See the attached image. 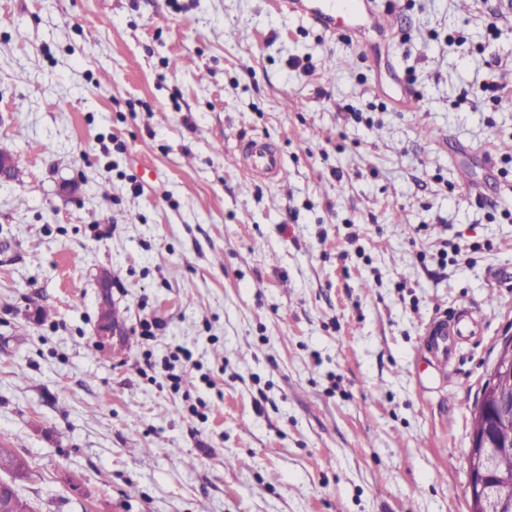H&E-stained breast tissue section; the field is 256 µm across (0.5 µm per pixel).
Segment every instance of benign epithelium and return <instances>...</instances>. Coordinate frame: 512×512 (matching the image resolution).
<instances>
[{
    "label": "benign epithelium",
    "mask_w": 512,
    "mask_h": 512,
    "mask_svg": "<svg viewBox=\"0 0 512 512\" xmlns=\"http://www.w3.org/2000/svg\"><path fill=\"white\" fill-rule=\"evenodd\" d=\"M116 328L110 317V304L101 303L96 335L110 336ZM475 413L479 423L472 431L468 457L470 512H500L493 489V466L498 456L512 451V440H506L507 434L512 432V394L489 385ZM0 474L7 476L0 480V512H5L11 504L13 486L19 479L10 477L9 470L3 466H0Z\"/></svg>",
    "instance_id": "benign-epithelium-1"
}]
</instances>
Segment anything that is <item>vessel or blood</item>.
Returning a JSON list of instances; mask_svg holds the SVG:
<instances>
[{
	"label": "vessel or blood",
	"mask_w": 512,
	"mask_h": 512,
	"mask_svg": "<svg viewBox=\"0 0 512 512\" xmlns=\"http://www.w3.org/2000/svg\"><path fill=\"white\" fill-rule=\"evenodd\" d=\"M273 4L278 11L298 15L332 35L350 34L362 40L370 31L389 32L394 27L393 12L379 10L376 0H273ZM240 155L244 164L258 175L274 178L282 174L280 155L263 141H248ZM479 324L480 319L472 309L451 320L439 316L430 321L421 348L436 373H447L448 361L462 339L473 335Z\"/></svg>",
	"instance_id": "obj_1"
}]
</instances>
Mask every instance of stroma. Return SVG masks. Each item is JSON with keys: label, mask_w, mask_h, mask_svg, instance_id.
<instances>
[{"label": "stroma", "mask_w": 512, "mask_h": 512, "mask_svg": "<svg viewBox=\"0 0 512 512\" xmlns=\"http://www.w3.org/2000/svg\"><path fill=\"white\" fill-rule=\"evenodd\" d=\"M394 4L363 49L269 0H0V441L36 512H469L512 336V0ZM473 306L431 381L426 325ZM243 163L254 173L274 178H283V163L280 155L261 140H250L240 150Z\"/></svg>", "instance_id": "obj_1"}]
</instances>
